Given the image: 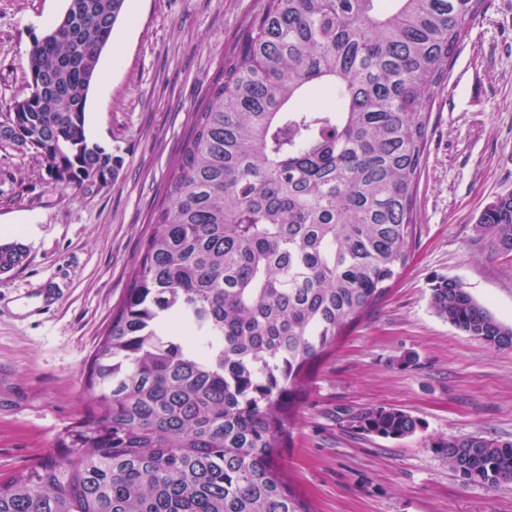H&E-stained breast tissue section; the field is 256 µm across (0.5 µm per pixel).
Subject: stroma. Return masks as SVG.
Listing matches in <instances>:
<instances>
[{"label":"stroma","instance_id":"stroma-1","mask_svg":"<svg viewBox=\"0 0 512 512\" xmlns=\"http://www.w3.org/2000/svg\"><path fill=\"white\" fill-rule=\"evenodd\" d=\"M262 0H129L100 58L86 132L112 181L54 186L32 153L0 146V229L26 245L0 274V475L52 450L92 406L88 360L123 301L154 209L224 59ZM67 0H0V112L28 93L33 38ZM417 187L420 243L385 301L321 362L297 413L288 477L315 512H512V485L460 481L432 443L512 440V349L439 318L431 284L459 279L512 326V251L478 220L512 193V0H485L430 108ZM423 427L389 440L354 428L370 408Z\"/></svg>","mask_w":512,"mask_h":512}]
</instances>
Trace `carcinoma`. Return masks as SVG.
<instances>
[{"mask_svg": "<svg viewBox=\"0 0 512 512\" xmlns=\"http://www.w3.org/2000/svg\"><path fill=\"white\" fill-rule=\"evenodd\" d=\"M126 0H67L34 39L29 95L0 143L33 141L52 183L116 166L85 131ZM484 0H264L211 87L125 298L91 355L94 406L54 450L0 478V512H311L284 455L312 374L413 259L429 105ZM479 224L512 251V194ZM25 245L0 243V273ZM433 311L495 349L499 322L455 278ZM173 324L196 337L187 346ZM355 427L400 440L397 408ZM466 484L512 483V440L434 445Z\"/></svg>", "mask_w": 512, "mask_h": 512, "instance_id": "obj_1", "label": "carcinoma"}]
</instances>
